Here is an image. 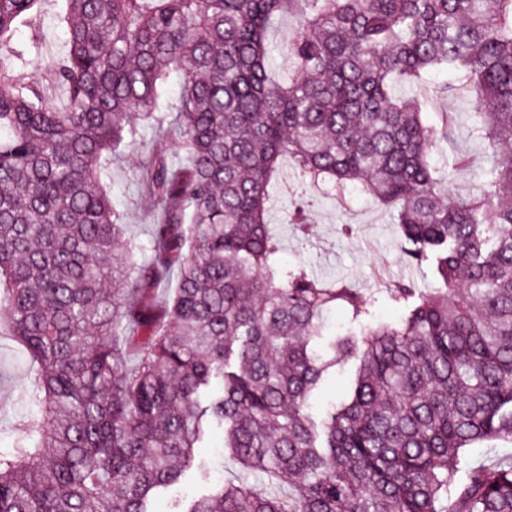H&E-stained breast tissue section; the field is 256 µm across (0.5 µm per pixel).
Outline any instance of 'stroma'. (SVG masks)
Instances as JSON below:
<instances>
[{
  "label": "stroma",
  "mask_w": 512,
  "mask_h": 512,
  "mask_svg": "<svg viewBox=\"0 0 512 512\" xmlns=\"http://www.w3.org/2000/svg\"><path fill=\"white\" fill-rule=\"evenodd\" d=\"M64 0H40L38 22L34 26H18L10 43L11 50L25 54L26 70L46 75L67 55L62 15ZM427 79L436 95L428 112L437 125L455 128L452 147L456 152L481 156L483 148L470 140L461 118L470 104L449 95L445 90L446 72L431 71ZM145 154L141 146H127L112 160L108 181L112 200L124 215L127 237L148 241L153 226L162 219L145 190L142 180ZM269 221L282 239V257L305 264L322 279L344 278L364 293L373 295L402 280L414 281L418 287L431 285L427 268L407 264L402 257L397 228L388 212L365 192L353 190L350 198L341 201L319 187L302 183L289 163H282L270 187ZM311 203L312 223L308 239H298L289 222V214L297 200ZM353 225V233H344L342 224ZM31 370L25 353L13 337L0 335V446L9 447L15 439L13 423L22 413L20 394L28 385ZM222 434H210L195 454L209 467L207 476L189 470L184 479L160 495L153 503V512H170L174 499L191 500L217 490L235 471L234 462L221 448Z\"/></svg>",
  "instance_id": "stroma-1"
}]
</instances>
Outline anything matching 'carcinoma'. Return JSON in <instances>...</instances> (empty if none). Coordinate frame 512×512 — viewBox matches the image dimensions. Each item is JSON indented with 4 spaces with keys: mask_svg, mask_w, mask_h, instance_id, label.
Here are the masks:
<instances>
[{
    "mask_svg": "<svg viewBox=\"0 0 512 512\" xmlns=\"http://www.w3.org/2000/svg\"><path fill=\"white\" fill-rule=\"evenodd\" d=\"M38 2L0 0V47ZM65 2L62 102L0 62V312L36 364L20 437L0 448V512H150L188 469L206 473L193 450L214 428L234 480L173 512H512V464L456 481L464 449L512 441V0ZM297 6L281 81L267 33ZM432 69L473 101L477 163L431 161L452 140L423 112ZM147 127L167 220L142 260L106 178ZM168 138L189 159L178 172ZM284 159L388 209L433 280L385 291L399 320L281 260L266 216ZM336 309L346 326L322 355ZM348 359L346 399L318 422L311 396Z\"/></svg>",
    "mask_w": 512,
    "mask_h": 512,
    "instance_id": "obj_1",
    "label": "carcinoma"
}]
</instances>
